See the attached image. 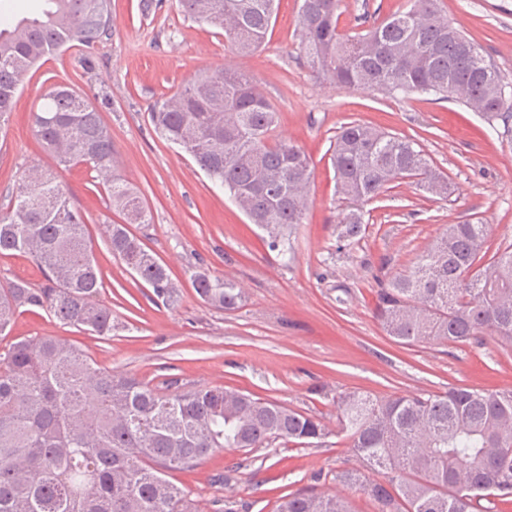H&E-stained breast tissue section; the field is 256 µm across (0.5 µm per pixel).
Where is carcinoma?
<instances>
[{
    "label": "carcinoma",
    "instance_id": "1",
    "mask_svg": "<svg viewBox=\"0 0 512 512\" xmlns=\"http://www.w3.org/2000/svg\"><path fill=\"white\" fill-rule=\"evenodd\" d=\"M44 19L0 30V127L26 75L41 59L90 45L112 28L110 0H52ZM194 21L224 31L231 51L264 46L278 0H178ZM340 0H302L296 31L300 56L321 80L340 89L434 94L456 101L512 135V90L480 46L448 20L439 0H409L354 35L339 29ZM35 134L59 169L86 165L107 181L124 223L109 225L108 243L153 300L178 304L165 264L127 225L150 224L137 190L115 172L112 135L97 109L66 84L43 96ZM155 131L193 158L224 190L268 247L295 251V231L311 203L314 166L298 145L278 138L279 112L246 73L198 74L153 106ZM338 193L347 203L339 248L359 242L362 205L407 180L440 199L449 178L407 136L371 123L344 124L330 147ZM86 216L56 172L34 166L0 210V254L19 252L47 284L0 289V336L23 307L109 339L118 324L99 299L101 273L86 235ZM197 295L225 312L242 289L197 270ZM374 318L402 344H466L490 336L512 345V243L490 251L489 227L446 224L412 265L379 282ZM336 429L353 456L391 474L365 481L361 470L336 471L338 484L361 490L376 512H486L483 502L512 499V389L452 386L440 394L336 399ZM330 434L322 419L223 386L161 388L100 367L55 336H35L0 350V512H198L166 472L194 467L217 449L250 452L279 440L308 444ZM277 512H353L339 495L306 487L282 497Z\"/></svg>",
    "mask_w": 512,
    "mask_h": 512
}]
</instances>
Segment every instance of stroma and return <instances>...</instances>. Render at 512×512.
I'll use <instances>...</instances> for the list:
<instances>
[{
    "mask_svg": "<svg viewBox=\"0 0 512 512\" xmlns=\"http://www.w3.org/2000/svg\"><path fill=\"white\" fill-rule=\"evenodd\" d=\"M301 0H280L266 44L240 58L222 33L179 10L177 0H112V29L91 46L48 57L30 72L9 123L0 130V209L22 172L55 169L37 142L33 113L53 84L71 85L112 131L117 172L140 193L152 223L134 224L181 285L179 305L151 299L108 246L106 227L123 221L111 208L103 177L77 166L62 172L87 216V234L103 286L99 299L121 324L100 340L67 327L41 309L19 312L0 347L31 336H58L97 363L182 391L206 385L235 388L336 422V396L379 397L451 386L512 389V346L395 342L373 316L379 281L411 265L445 224L473 219L490 226L492 245L512 243V138L465 106L431 96L388 98L339 89L314 78L296 38ZM407 0H342L339 26L354 33L362 13L380 18ZM448 18L478 42L512 82V0H440ZM236 66L276 105L279 137L304 148L315 166L313 203L297 229L293 258L271 251L260 230L195 162L161 139L151 108L200 72ZM377 124L415 139L448 174V199H426L408 182L364 204L365 232L338 249L341 200L328 149L339 127ZM237 282L245 292L233 312L214 309L195 293L199 268ZM13 282L41 287L45 278L27 255H0V289ZM349 442L332 435L311 445L274 443L242 454L218 450L189 470L169 472L202 512H276L281 497L312 486L336 488L337 469L354 465Z\"/></svg>",
    "mask_w": 512,
    "mask_h": 512,
    "instance_id": "35a3bbf8",
    "label": "stroma"
}]
</instances>
